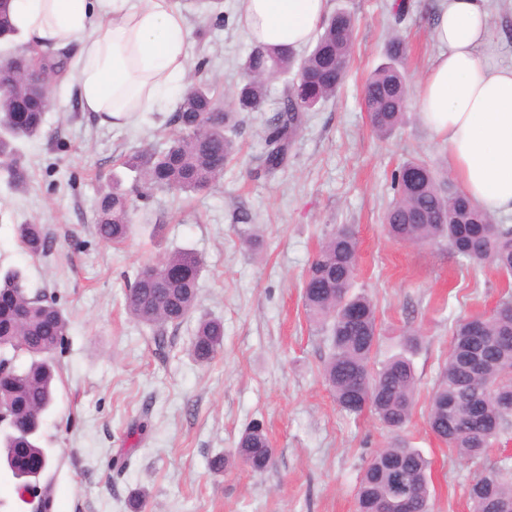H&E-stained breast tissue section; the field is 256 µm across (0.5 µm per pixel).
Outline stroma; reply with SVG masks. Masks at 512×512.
Segmentation results:
<instances>
[{
    "instance_id": "obj_1",
    "label": "stroma",
    "mask_w": 512,
    "mask_h": 512,
    "mask_svg": "<svg viewBox=\"0 0 512 512\" xmlns=\"http://www.w3.org/2000/svg\"><path fill=\"white\" fill-rule=\"evenodd\" d=\"M178 2L190 30L189 71H201L230 103L252 47L236 19L238 0H224L220 18ZM392 3L330 0L331 10L355 21L348 74L335 99L306 113L284 169L269 174L261 162L269 104L246 115L236 133L239 154L216 187L179 198L156 193L147 203L150 224L137 225L118 249L94 234L97 199L111 191L113 176L132 185L119 160L163 145L173 109L102 125L82 111L75 74L52 82L51 139L16 140L23 183L0 169V268L21 269L30 291L54 297L69 321L43 426L42 445L54 460L42 478L51 487L50 512H129L137 491L147 495L145 512H355L359 477L391 435L371 414L337 408L321 376L328 345L302 300L320 241L344 226L360 242L353 289L377 305L375 363L395 352L400 336L414 330L422 337L412 357L417 403L403 436L431 463L434 512H469L473 476L488 462L512 461L510 434L487 459L461 460L426 423L454 324L490 311L506 281L493 268L468 266L447 242L413 246L384 232L392 175L404 161H425L450 190L460 188L416 97L386 138L374 134L363 108V86L384 62L391 36L406 43L414 90L438 51V0H406L401 17ZM491 13L494 59L512 65V0H492ZM242 212L250 223H238ZM32 220L55 237L52 255L33 259L20 248L15 227ZM253 229L260 233L254 254L242 244ZM180 248L199 253L206 267L194 312L166 327L160 347L151 328L128 316L126 287L139 266ZM203 317L224 323V350L206 366L189 354ZM253 421L275 450L272 465L262 473L210 470V458L233 451Z\"/></svg>"
}]
</instances>
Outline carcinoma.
Instances as JSON below:
<instances>
[{"label": "carcinoma", "mask_w": 512, "mask_h": 512, "mask_svg": "<svg viewBox=\"0 0 512 512\" xmlns=\"http://www.w3.org/2000/svg\"><path fill=\"white\" fill-rule=\"evenodd\" d=\"M18 35L11 18L10 0H0V43ZM354 39V19L343 10L322 24L311 50L296 60L293 50L252 47L243 67L247 78L226 106L204 81L195 82L180 99L171 122L177 132L163 148H148L121 162L136 173L137 195L146 199L155 190L202 193L224 175L239 146L231 136L244 114L260 112L270 94V83L298 67L297 78L279 96V109L263 129L262 164L274 173L287 162L288 150L304 121V113L331 100L343 84ZM406 54L402 39L392 36L386 62L367 80L363 101L373 132L392 134L402 123L408 86L401 63ZM3 75L12 77L0 90V164L12 179L24 174L14 155L13 142L43 134L44 114L50 100L32 101L26 127L14 129L13 100L26 92L16 67L38 65L48 78L60 75L64 62L48 57L15 53L0 62ZM336 69V83L328 84L324 72ZM391 187L395 202L384 214L388 236L413 245L441 241L476 268L493 267L512 275V225L500 224L460 191L450 192L435 170L421 160H408L394 173ZM132 233L131 202L113 178L112 191L99 196L95 234L115 248ZM17 238L26 254L48 257L56 240L40 224H19ZM359 242L341 228L319 244L308 266L302 299L308 321L323 332L328 356L321 369L336 406L348 415L370 412L391 435L392 441L368 460L356 492L357 512H397L389 503L393 481L410 491L409 512H432L431 463L408 445L401 432L416 405L417 377L409 353L419 337H403L400 352L374 367L379 341L377 307L366 292L351 291ZM205 262L193 250L166 254L138 271L125 294V308L136 322L155 330L163 340L167 326L180 325L195 309L197 289ZM358 309L350 319L345 307ZM68 330V319L43 294L30 293L17 268L0 270V401L17 427L0 436V449L13 476L31 474L34 464L50 467L52 458L41 445L44 416L54 403L55 363L47 353L58 347ZM224 347V323L218 318L198 321L191 356L200 365L211 363ZM27 355L30 362L17 364ZM512 396V317L479 314L457 322L427 414L430 431L462 459L483 456L501 436L512 431V414L503 411L501 399ZM275 449L258 422L241 434L232 456L216 455L210 467L222 471L239 462L254 473L272 463ZM472 512H512V468L494 464L469 486Z\"/></svg>", "instance_id": "carcinoma-1"}]
</instances>
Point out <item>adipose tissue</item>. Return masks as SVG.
<instances>
[{
	"label": "adipose tissue",
	"instance_id": "ef3b65f1",
	"mask_svg": "<svg viewBox=\"0 0 512 512\" xmlns=\"http://www.w3.org/2000/svg\"><path fill=\"white\" fill-rule=\"evenodd\" d=\"M490 0H440V47L418 100L465 195L484 211L512 214V66L492 63ZM329 13V0H239L238 22L257 45L299 48ZM29 47H74L84 111L125 125L186 89L190 31L176 0H14Z\"/></svg>",
	"mask_w": 512,
	"mask_h": 512
}]
</instances>
